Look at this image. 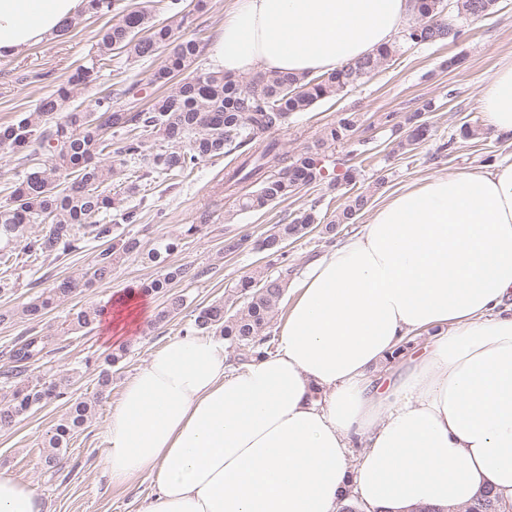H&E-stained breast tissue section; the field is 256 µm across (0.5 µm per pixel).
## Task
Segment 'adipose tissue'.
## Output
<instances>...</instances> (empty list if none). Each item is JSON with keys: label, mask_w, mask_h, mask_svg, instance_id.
Segmentation results:
<instances>
[{"label": "adipose tissue", "mask_w": 512, "mask_h": 512, "mask_svg": "<svg viewBox=\"0 0 512 512\" xmlns=\"http://www.w3.org/2000/svg\"><path fill=\"white\" fill-rule=\"evenodd\" d=\"M92 0H0V58L47 41ZM413 0H234L209 46L224 74L310 76L391 44ZM512 141V55L480 93ZM278 348L232 367L223 337L155 350L114 401L102 463L138 475L141 512H367L512 499V163L408 185L310 264ZM427 349L379 373L408 337ZM363 442L358 460L350 454ZM0 512H43L0 474Z\"/></svg>", "instance_id": "ef3b65f1"}]
</instances>
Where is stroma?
I'll list each match as a JSON object with an SVG mask.
<instances>
[{
	"instance_id": "35a3bbf8",
	"label": "stroma",
	"mask_w": 512,
	"mask_h": 512,
	"mask_svg": "<svg viewBox=\"0 0 512 512\" xmlns=\"http://www.w3.org/2000/svg\"><path fill=\"white\" fill-rule=\"evenodd\" d=\"M192 9L183 24L173 26L175 37H196L210 44L224 21L231 0H187ZM167 0H114L109 12L81 17L74 25L50 41L29 48L20 56L0 59V125L20 121L34 112L48 92L67 84L79 65L93 55L102 31L121 19L126 10L138 8L154 24L169 22ZM460 36L439 44H405L378 71L362 79L348 91L318 102L306 112L293 114L287 125L274 131L288 154L300 153L313 145L324 129L343 112L359 117L354 143L336 145L337 173L355 166L359 174L355 188L366 192L370 202L356 221L340 224L335 235L323 234L315 224L297 239L288 240L286 256L276 259L257 249L274 225L287 224L319 200L325 220L335 219L346 201L345 186L329 180L315 182L287 200L262 211L241 212L234 195L224 189L228 160L216 157L202 161L185 178L168 179L149 158L125 163L120 158L102 156L112 164L110 185L114 204L107 221L112 235L133 237L140 242L136 254L118 255L112 265V280L79 289L62 298L37 320L23 315L24 306L39 296L54 279L82 278L94 264L107 240H93L83 252L64 262L22 255L0 264V371L9 365L8 351L22 339L35 334L52 336L44 357L27 367L21 382L51 375H72L71 395L96 400L92 417L77 431L57 469H44L42 455L51 427L66 411L64 402L43 405L21 418L13 428L0 431V473L29 482L44 503L45 512H140L152 490L150 478L138 476L122 486L112 485L102 466L104 431L111 406L128 379L148 360L150 354L169 339L180 336L205 306L216 301H233L232 288L244 276L262 270L282 274L295 282L305 266L324 255L338 240L358 232L373 209L404 186L427 178L469 170H487L512 161V145L484 126L479 106L483 86L495 75L501 58L512 52V0H497L495 11L480 19L456 22ZM170 53L159 48L153 56L134 58L113 51L111 61L97 68L87 84L75 87L62 112L53 121L65 123L67 113L92 110L98 93H111L115 106L126 99L123 89L139 82L145 92H153L151 79ZM424 112L432 126L431 138L410 152L398 150L400 139L387 115L404 120L414 112ZM475 129V136L463 137L461 126ZM447 151H440V144ZM47 149H37L33 161L21 160L19 153L0 149V206L30 172L32 166L47 163ZM138 172L143 184L132 187L129 176ZM136 211L134 223L122 216ZM197 225L188 233V225ZM242 240L235 252L226 251L228 240ZM172 242V253L160 261L148 257L160 245ZM186 267L190 276L173 280L167 291L139 299L128 319L102 322L93 331L72 329L70 322L82 309L113 311L118 299L129 290L165 274ZM183 296L179 314L157 321L169 295ZM123 356L112 368V383H98L105 358L112 352Z\"/></svg>"
}]
</instances>
